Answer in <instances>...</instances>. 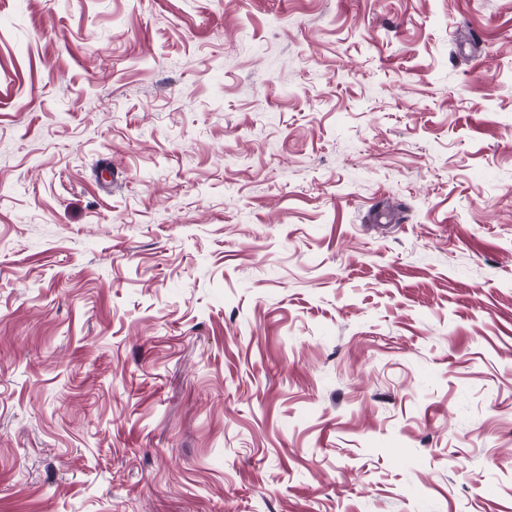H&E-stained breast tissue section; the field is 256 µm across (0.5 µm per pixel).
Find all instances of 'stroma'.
<instances>
[{
	"label": "stroma",
	"instance_id": "obj_1",
	"mask_svg": "<svg viewBox=\"0 0 512 512\" xmlns=\"http://www.w3.org/2000/svg\"><path fill=\"white\" fill-rule=\"evenodd\" d=\"M0 512H512V0H0Z\"/></svg>",
	"mask_w": 512,
	"mask_h": 512
}]
</instances>
